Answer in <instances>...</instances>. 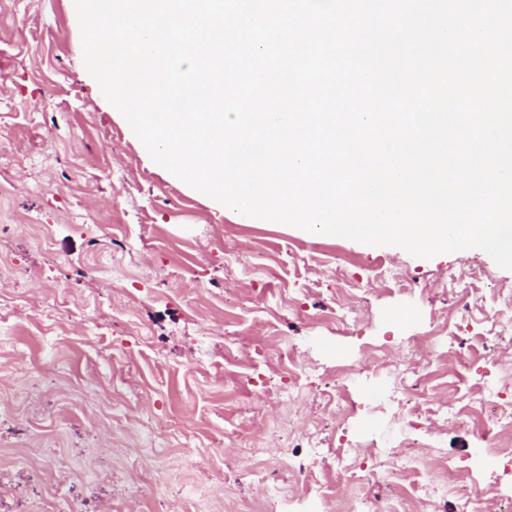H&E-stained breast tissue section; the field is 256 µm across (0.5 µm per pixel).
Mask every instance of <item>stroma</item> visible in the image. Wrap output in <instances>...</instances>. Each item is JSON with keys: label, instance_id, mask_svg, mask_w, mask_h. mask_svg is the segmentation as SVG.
<instances>
[{"label": "stroma", "instance_id": "stroma-1", "mask_svg": "<svg viewBox=\"0 0 512 512\" xmlns=\"http://www.w3.org/2000/svg\"><path fill=\"white\" fill-rule=\"evenodd\" d=\"M22 98L38 108L15 109ZM103 199L112 221L92 223ZM340 262L368 304L347 327L320 328L315 317L346 294ZM510 285L512 270L484 252L425 259L226 220L106 100L83 63L74 0H0V512H44L58 495L75 512H285L253 476L255 447L285 491L309 468L346 495L341 441L375 466L360 490L382 503L399 491L378 448L415 458L410 487L441 478L444 457L478 476L477 449L512 444L467 413L483 385L512 387L500 331L512 304L499 293ZM431 334L435 352L418 365L426 412L405 436L373 405L392 375L368 374V362ZM278 346L295 352L293 379L271 357ZM341 362L365 373L344 417L324 397ZM451 399L464 414L437 420ZM280 429L317 441L319 457L280 454Z\"/></svg>", "mask_w": 512, "mask_h": 512}]
</instances>
